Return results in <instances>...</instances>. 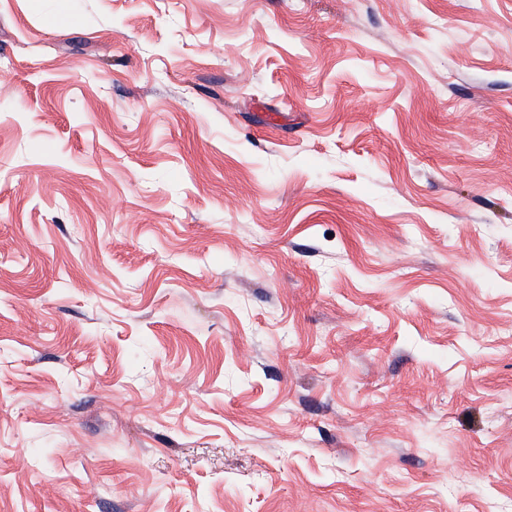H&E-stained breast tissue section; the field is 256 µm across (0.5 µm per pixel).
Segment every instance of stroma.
I'll return each instance as SVG.
<instances>
[{
  "instance_id": "35a3bbf8",
  "label": "stroma",
  "mask_w": 512,
  "mask_h": 512,
  "mask_svg": "<svg viewBox=\"0 0 512 512\" xmlns=\"http://www.w3.org/2000/svg\"><path fill=\"white\" fill-rule=\"evenodd\" d=\"M0 512H512V0H0Z\"/></svg>"
}]
</instances>
